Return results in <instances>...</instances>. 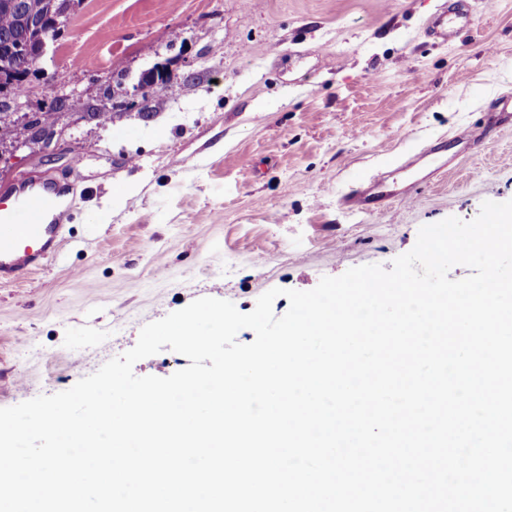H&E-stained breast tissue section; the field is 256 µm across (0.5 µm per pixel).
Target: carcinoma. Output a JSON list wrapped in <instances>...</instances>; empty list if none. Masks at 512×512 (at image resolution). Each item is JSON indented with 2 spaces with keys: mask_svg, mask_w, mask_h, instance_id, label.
Segmentation results:
<instances>
[{
  "mask_svg": "<svg viewBox=\"0 0 512 512\" xmlns=\"http://www.w3.org/2000/svg\"><path fill=\"white\" fill-rule=\"evenodd\" d=\"M81 0H17L18 8L9 12L0 10V120L9 116L7 110L27 90L26 78L33 64L24 56L17 55L12 47L18 41H26L30 51H35L37 34L60 33L54 25L58 18L70 20ZM147 89L141 92V100L123 102L127 110L135 111V117L148 122L154 117L146 104L147 97L156 88L169 87L168 78L156 74V80L146 81ZM65 105L61 98L52 102L42 112H36L24 123L23 128L31 132V140L40 142L44 137L56 133L57 115Z\"/></svg>",
  "mask_w": 512,
  "mask_h": 512,
  "instance_id": "obj_1",
  "label": "carcinoma"
}]
</instances>
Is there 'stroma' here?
<instances>
[{
	"mask_svg": "<svg viewBox=\"0 0 512 512\" xmlns=\"http://www.w3.org/2000/svg\"><path fill=\"white\" fill-rule=\"evenodd\" d=\"M442 2L82 0L0 137V191L50 177L72 200L55 258L0 284V408L71 388L196 299L248 313L512 200V128L452 141L512 94V0H467L472 25L445 44L427 33ZM156 64L171 87L152 121L100 118ZM58 98L47 156L22 126ZM439 139L444 168L414 181ZM379 170L413 201L339 206Z\"/></svg>",
	"mask_w": 512,
	"mask_h": 512,
	"instance_id": "stroma-1",
	"label": "stroma"
}]
</instances>
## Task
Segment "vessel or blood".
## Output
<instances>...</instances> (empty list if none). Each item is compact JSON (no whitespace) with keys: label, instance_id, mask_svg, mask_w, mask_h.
<instances>
[{"label":"vessel or blood","instance_id":"1","mask_svg":"<svg viewBox=\"0 0 512 512\" xmlns=\"http://www.w3.org/2000/svg\"><path fill=\"white\" fill-rule=\"evenodd\" d=\"M470 23L467 10L458 0H448L435 16L430 31L441 41H448L451 28ZM63 191L45 182L24 184L7 196H0V284L18 283L46 266L56 255L68 227L57 212ZM408 191L391 188L386 174L374 175L368 189L345 197L344 205L361 211L387 210L394 202H409Z\"/></svg>","mask_w":512,"mask_h":512}]
</instances>
